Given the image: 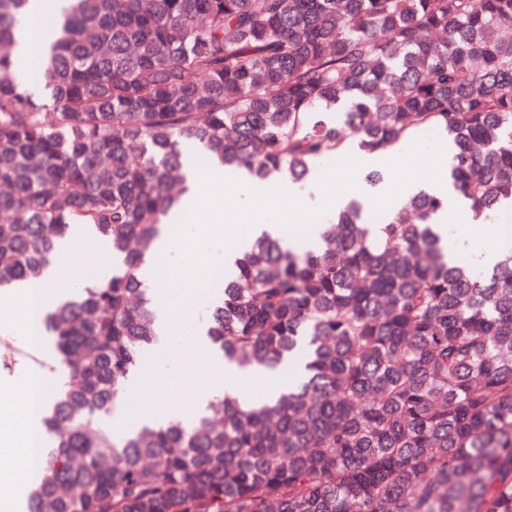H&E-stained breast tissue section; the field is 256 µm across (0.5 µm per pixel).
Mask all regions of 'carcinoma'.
Here are the masks:
<instances>
[{"instance_id":"obj_1","label":"carcinoma","mask_w":512,"mask_h":512,"mask_svg":"<svg viewBox=\"0 0 512 512\" xmlns=\"http://www.w3.org/2000/svg\"><path fill=\"white\" fill-rule=\"evenodd\" d=\"M57 2L44 101L15 78L30 0H0V288L42 281L82 227L112 273L39 309L70 381L28 512H512V249L473 271L423 192L374 225L351 203L314 250L259 237L227 274L208 336L241 370L300 359L276 401L103 426L155 340L142 266L190 195L186 145L297 182L354 138L439 132L475 215L512 200V0Z\"/></svg>"}]
</instances>
